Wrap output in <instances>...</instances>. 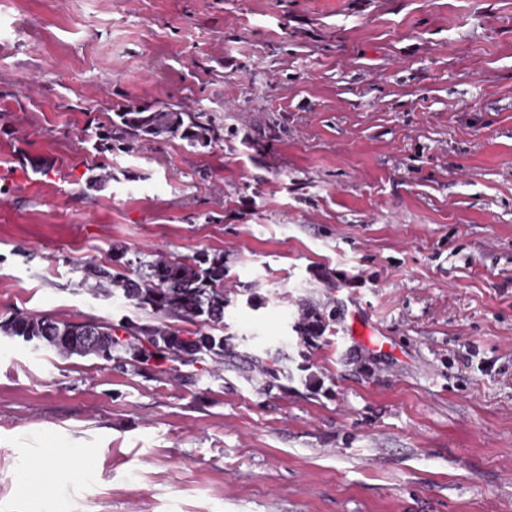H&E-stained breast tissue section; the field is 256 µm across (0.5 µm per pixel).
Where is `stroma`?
Returning <instances> with one entry per match:
<instances>
[{
	"label": "stroma",
	"mask_w": 512,
	"mask_h": 512,
	"mask_svg": "<svg viewBox=\"0 0 512 512\" xmlns=\"http://www.w3.org/2000/svg\"><path fill=\"white\" fill-rule=\"evenodd\" d=\"M156 101L229 134L96 149ZM1 167L0 317H132L82 267L220 251L236 357L0 335V512H512V0H0ZM333 313L316 305H305L294 324V331L301 336H320L326 330V318L329 321ZM248 358L251 360L255 368L258 367V373L260 376L265 377V379H272L265 381V387L268 390L274 387H279L285 390L288 388V385L280 383L282 379L286 380L287 382L288 380L292 379L288 370L285 368L277 367L275 364L272 366L267 365L261 358L257 356H249Z\"/></svg>",
	"instance_id": "35a3bbf8"
}]
</instances>
